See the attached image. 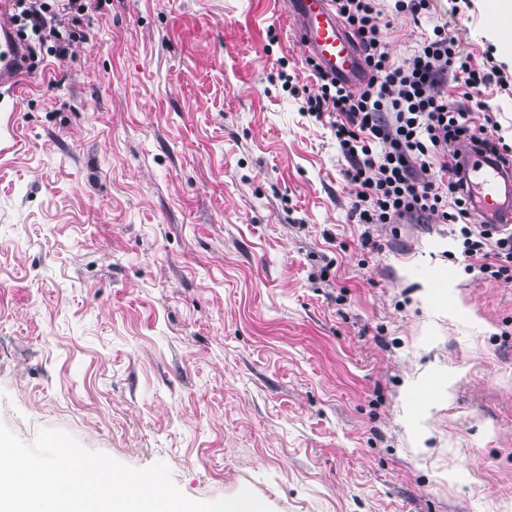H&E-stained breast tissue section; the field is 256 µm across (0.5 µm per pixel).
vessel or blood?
Instances as JSON below:
<instances>
[{
    "label": "vessel or blood",
    "instance_id": "vessel-or-blood-1",
    "mask_svg": "<svg viewBox=\"0 0 512 512\" xmlns=\"http://www.w3.org/2000/svg\"><path fill=\"white\" fill-rule=\"evenodd\" d=\"M13 0H0V89L18 92L27 69L12 20ZM286 11L296 23L294 37L320 70L353 86L365 77L363 58L339 20L333 0H287ZM474 208L484 223L512 228V167L471 153L467 165Z\"/></svg>",
    "mask_w": 512,
    "mask_h": 512
}]
</instances>
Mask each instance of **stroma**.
<instances>
[{"instance_id": "stroma-1", "label": "stroma", "mask_w": 512, "mask_h": 512, "mask_svg": "<svg viewBox=\"0 0 512 512\" xmlns=\"http://www.w3.org/2000/svg\"><path fill=\"white\" fill-rule=\"evenodd\" d=\"M487 2L379 0L380 35L477 57ZM315 84L283 0H107L0 98V422L198 501L512 512V281L358 224Z\"/></svg>"}]
</instances>
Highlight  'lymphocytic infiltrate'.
<instances>
[{
    "instance_id": "1",
    "label": "lymphocytic infiltrate",
    "mask_w": 512,
    "mask_h": 512,
    "mask_svg": "<svg viewBox=\"0 0 512 512\" xmlns=\"http://www.w3.org/2000/svg\"><path fill=\"white\" fill-rule=\"evenodd\" d=\"M334 2L363 49L368 78L354 90L322 78L306 105L315 117H333L331 128L349 163L346 177L354 188L358 223L397 224L416 217L459 225L466 260L493 279L512 280V236L475 224L460 159L461 151L480 147L494 161L512 164V146L493 111L483 107L478 124L468 105L493 86L512 92V75L489 53L483 63H474L440 27L412 57L395 63L380 37L377 0ZM18 4L17 25L49 44L60 62L80 36L78 23L95 11L92 0ZM451 79L464 88L465 103H449L443 87Z\"/></svg>"
}]
</instances>
